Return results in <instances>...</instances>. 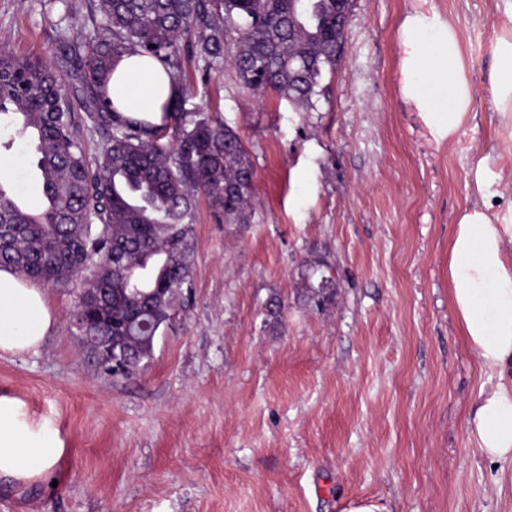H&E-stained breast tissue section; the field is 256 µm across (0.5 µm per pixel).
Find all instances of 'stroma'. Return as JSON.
I'll return each instance as SVG.
<instances>
[{"mask_svg":"<svg viewBox=\"0 0 512 512\" xmlns=\"http://www.w3.org/2000/svg\"><path fill=\"white\" fill-rule=\"evenodd\" d=\"M504 0H353L314 109L202 74L182 109L219 118L254 169L251 223L199 200L192 288L139 374L101 373L70 322L75 285L37 351L0 352V392L59 430L52 483L0 479V512H512L469 420L490 373L451 299L460 215L512 211V137L492 103ZM93 0H0V46L65 71ZM421 14L459 38L472 110L452 137L405 97L401 27ZM34 149L16 139L0 182L35 204ZM334 275L317 302L312 290Z\"/></svg>","mask_w":512,"mask_h":512,"instance_id":"obj_1","label":"stroma"}]
</instances>
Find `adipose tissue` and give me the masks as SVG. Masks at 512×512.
I'll return each mask as SVG.
<instances>
[{
  "instance_id": "adipose-tissue-1",
  "label": "adipose tissue",
  "mask_w": 512,
  "mask_h": 512,
  "mask_svg": "<svg viewBox=\"0 0 512 512\" xmlns=\"http://www.w3.org/2000/svg\"><path fill=\"white\" fill-rule=\"evenodd\" d=\"M434 39H426L429 29ZM406 48L403 92L420 110L433 106L415 79L426 61L428 82L446 88L450 105L434 115L438 133L454 134L470 112L473 94L465 76L458 37L452 26L423 15L410 17L401 30ZM497 69L492 91L497 112L512 130V29L496 38ZM177 93L172 78L153 59L125 56L107 86L114 108L124 117L155 125L162 107ZM452 302L471 351L498 381L480 390L472 418L473 436L482 455L512 461V225L496 224L480 210L461 215L448 253ZM57 319L42 288L8 267H0V351L37 350ZM65 451L58 430L27 415L21 400L0 394V477L18 482L48 477Z\"/></svg>"
}]
</instances>
